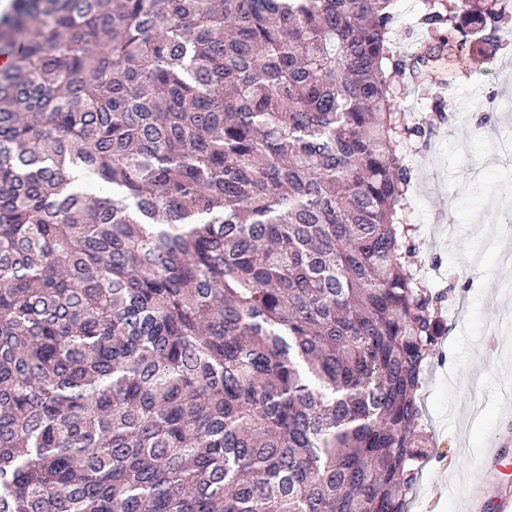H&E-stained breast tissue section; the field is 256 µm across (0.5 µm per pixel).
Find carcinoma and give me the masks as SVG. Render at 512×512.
<instances>
[{
	"label": "carcinoma",
	"mask_w": 512,
	"mask_h": 512,
	"mask_svg": "<svg viewBox=\"0 0 512 512\" xmlns=\"http://www.w3.org/2000/svg\"><path fill=\"white\" fill-rule=\"evenodd\" d=\"M397 0L0 15V512H408L439 296ZM471 69L512 0H422Z\"/></svg>",
	"instance_id": "carcinoma-1"
}]
</instances>
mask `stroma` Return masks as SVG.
Masks as SVG:
<instances>
[{
	"instance_id": "35a3bbf8",
	"label": "stroma",
	"mask_w": 512,
	"mask_h": 512,
	"mask_svg": "<svg viewBox=\"0 0 512 512\" xmlns=\"http://www.w3.org/2000/svg\"><path fill=\"white\" fill-rule=\"evenodd\" d=\"M451 90L483 120L479 138L440 127L426 148L408 155L416 178L413 223L420 275L442 296L441 334L419 390L434 445L420 451L408 512H496L512 496V237L491 200L512 182V116L484 103L487 91L512 96V55L449 79L429 65L405 108L423 118L428 99ZM482 400L480 418L469 406Z\"/></svg>"
}]
</instances>
